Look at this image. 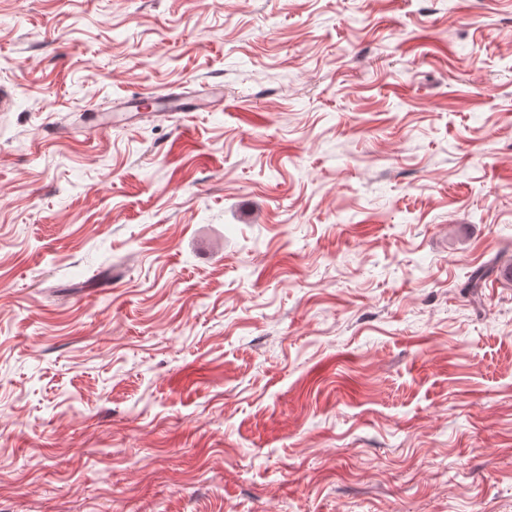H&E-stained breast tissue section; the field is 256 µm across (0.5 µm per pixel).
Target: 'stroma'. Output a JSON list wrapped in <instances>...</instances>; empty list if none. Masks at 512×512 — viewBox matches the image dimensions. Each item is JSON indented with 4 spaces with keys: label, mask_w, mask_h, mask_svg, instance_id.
I'll use <instances>...</instances> for the list:
<instances>
[{
    "label": "stroma",
    "mask_w": 512,
    "mask_h": 512,
    "mask_svg": "<svg viewBox=\"0 0 512 512\" xmlns=\"http://www.w3.org/2000/svg\"><path fill=\"white\" fill-rule=\"evenodd\" d=\"M0 85V512H512V0H0ZM209 86H204L201 90L189 96L183 93H168L165 95L144 94L142 97L129 98L112 102V108L107 112L112 113V120L119 119L121 122L127 120L124 116L130 112H140L143 104L149 103L155 107L156 112H199L198 101L201 100L208 92ZM124 112V114L122 113ZM502 262V253L497 254L492 259L488 260L484 264L476 267L475 269L467 272L466 280L463 283L462 288L466 293H468L471 297H478V292L480 288H483L486 281L489 277L497 272L501 274L503 270L508 269L512 279V264L509 267L505 264H501Z\"/></svg>",
    "instance_id": "obj_1"
}]
</instances>
